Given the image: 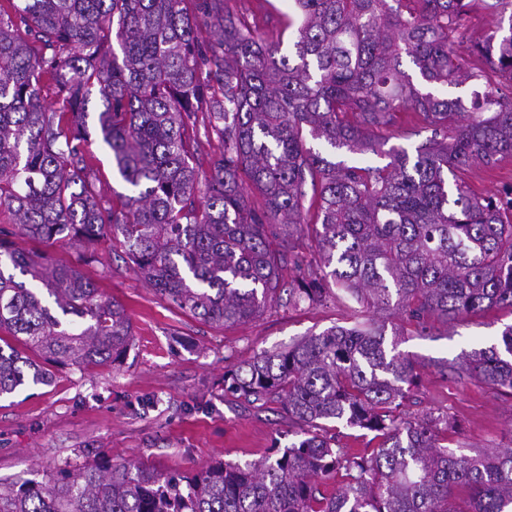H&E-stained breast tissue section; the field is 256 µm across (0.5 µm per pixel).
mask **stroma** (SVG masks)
<instances>
[{
	"label": "stroma",
	"mask_w": 512,
	"mask_h": 512,
	"mask_svg": "<svg viewBox=\"0 0 512 512\" xmlns=\"http://www.w3.org/2000/svg\"><path fill=\"white\" fill-rule=\"evenodd\" d=\"M292 4L225 0L230 11L287 48L294 38L285 26ZM463 178L475 196L512 193V158L492 171L473 166ZM97 254L85 273L125 307L132 346L116 366L56 367L52 384H30L0 397L2 479L41 481L102 455L171 474L216 460H260L269 448L288 447L300 436L290 432L279 404L260 408L228 392L225 372L255 354L286 349L308 333L369 319L362 306L341 298L317 308L281 303L246 322L215 328L170 305L108 245H98ZM510 324L512 309L494 306L446 327L435 325L431 335L406 337L400 349L422 369L405 413L447 417L441 436L452 448L512 443V394L443 368L489 346Z\"/></svg>",
	"instance_id": "stroma-1"
}]
</instances>
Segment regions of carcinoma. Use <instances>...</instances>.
<instances>
[{"mask_svg":"<svg viewBox=\"0 0 512 512\" xmlns=\"http://www.w3.org/2000/svg\"><path fill=\"white\" fill-rule=\"evenodd\" d=\"M5 0L0 4V395L44 364L120 363L134 332L124 306L42 247L68 240L80 262L112 242L157 294L218 328L254 318L287 295L322 304L329 283L419 336L486 305L512 308V200L470 194L458 175L512 157V93L476 90L474 111L443 87L486 69L463 64L464 0H294L293 51L264 42L224 0ZM508 21L477 45L512 80V0H480ZM217 28L202 43L197 31ZM118 44L122 57L115 55ZM418 71L420 83L403 70ZM96 132L129 193L105 199L87 150ZM52 95L51 104L45 96ZM224 143L200 175L198 113ZM413 112L432 134L411 155L379 131ZM334 150L388 158L334 160ZM205 200L198 201L200 181ZM263 206L248 198L243 181ZM320 266L300 270L284 230H302L306 184ZM31 243L19 248L11 237ZM386 322L334 325L224 374L251 404L278 402L303 435L244 464L216 461L168 474L96 460L47 482H0V512H512V448L470 455L439 442L441 419L400 408L421 365ZM465 372L512 394V325L465 358ZM374 434L354 454L328 424ZM345 472L334 493L321 484ZM465 486V506L454 489Z\"/></svg>","mask_w":512,"mask_h":512,"instance_id":"carcinoma-1","label":"carcinoma"}]
</instances>
